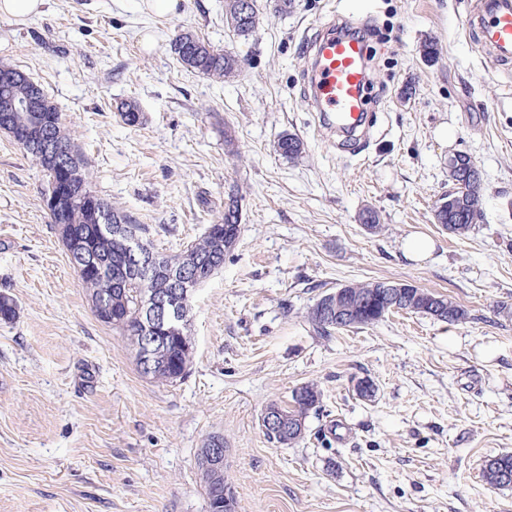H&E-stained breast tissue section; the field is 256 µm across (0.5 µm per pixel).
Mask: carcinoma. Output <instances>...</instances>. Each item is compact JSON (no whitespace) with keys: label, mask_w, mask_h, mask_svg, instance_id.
Here are the masks:
<instances>
[{"label":"carcinoma","mask_w":512,"mask_h":512,"mask_svg":"<svg viewBox=\"0 0 512 512\" xmlns=\"http://www.w3.org/2000/svg\"><path fill=\"white\" fill-rule=\"evenodd\" d=\"M224 21L238 36H250L260 23L256 7L248 0H224ZM169 50L185 68L217 79L230 80L241 72L240 60L233 54L212 46L190 32H181L171 39ZM43 110L39 113V123L47 126L56 140L72 152L78 168L71 177L72 193L67 199L58 202L47 211L49 222L60 235L66 253L73 252V240L77 246L94 255L104 274L86 272L79 279L88 293L94 316L107 326H112L128 336L131 344H136L143 330L146 314L140 308L142 295L154 293L166 295L172 288V275L197 266L206 278H211L224 266L226 256L234 249L241 233V204L238 196L231 195L224 202V211L216 223L207 227L197 240L174 253H158L159 268L148 275L132 277L127 273L129 258L125 240L110 231L109 223L98 221V213L103 211L117 218L123 224H132L141 236L143 245L155 250L150 240V229L140 224L129 213L101 197L92 185L87 159L70 132L63 126L57 107L43 97ZM120 115L125 124L135 126L140 123L141 112L134 101H126L120 106ZM280 155L296 160L304 152V143L292 134H284L277 142ZM25 153L42 168L47 178L56 173V163L49 155L39 151L25 150ZM476 177L467 179L461 176L456 165L448 164V177L451 187L438 199L435 219L443 227L458 224L456 235L467 236L475 224L469 219L472 208L478 203L484 186L480 171ZM383 282L374 280L366 283H351L343 286L337 297L340 307L349 310L351 320L346 327L359 328L381 321L391 309L386 299L380 298ZM324 298H319L307 312L308 322L320 336H331L340 331L332 324L322 308ZM398 310L429 315L443 322H458L466 317L465 310L456 302L442 295L421 288H408L398 302ZM18 314L16 301L0 294V320L8 323ZM193 357V342L189 327L182 332L171 333L165 342L154 346L152 370L140 374L153 381L173 383L184 378L190 370ZM321 392L313 385H303L294 390L293 404L281 407L276 403L268 408L276 410L285 423L303 426L299 432L290 434L284 430L275 433L264 429L269 440L281 445H290L302 439L306 433L304 425L309 412L318 407ZM220 436L208 437L197 454L200 480L209 502L210 512H234V496L226 491L224 474L214 472L208 459L209 448ZM483 476L494 487L512 486V455L504 454L486 462Z\"/></svg>","instance_id":"obj_1"}]
</instances>
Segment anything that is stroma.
Wrapping results in <instances>:
<instances>
[{
  "label": "stroma",
  "mask_w": 512,
  "mask_h": 512,
  "mask_svg": "<svg viewBox=\"0 0 512 512\" xmlns=\"http://www.w3.org/2000/svg\"><path fill=\"white\" fill-rule=\"evenodd\" d=\"M466 0H256L249 38L224 0H48L0 17V65L25 72L82 147L99 195L170 252L241 198V234L193 295L188 375L142 377L119 330L92 314L49 224L47 178L0 133V512H208L197 453L224 437L235 512H512L483 477L512 454V68L465 34ZM335 14L366 17L375 135L348 152L309 105L304 46ZM190 31L237 55L229 81L169 51ZM437 54L425 59L424 42ZM135 101L141 124L118 108ZM305 151L281 156L283 134ZM470 155L484 221L461 238L437 224L448 160ZM380 226L367 232L363 209ZM420 233L436 250L407 260ZM387 280L462 306L446 323L392 313L316 335L306 312L347 283ZM369 381L374 398L355 393ZM312 384L320 406L292 445L260 417Z\"/></svg>",
  "instance_id": "obj_1"
}]
</instances>
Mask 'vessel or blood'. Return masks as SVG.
Here are the masks:
<instances>
[{"label": "vessel or blood", "mask_w": 512, "mask_h": 512, "mask_svg": "<svg viewBox=\"0 0 512 512\" xmlns=\"http://www.w3.org/2000/svg\"><path fill=\"white\" fill-rule=\"evenodd\" d=\"M360 22L350 15L321 26L305 69L312 105L329 128L344 134L355 132L366 112V43L345 31ZM466 28L470 37L491 47L498 65L512 64V0H470Z\"/></svg>", "instance_id": "b4317fda"}]
</instances>
